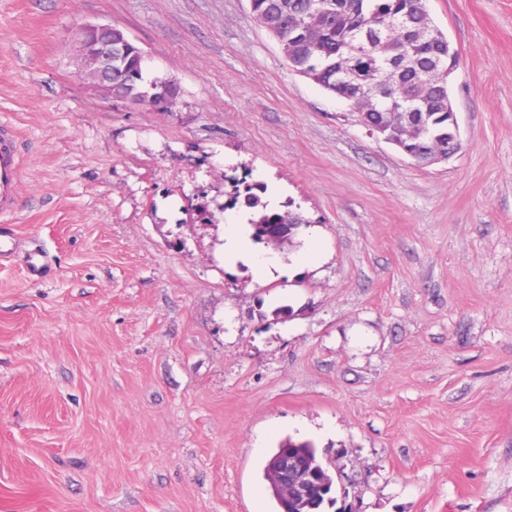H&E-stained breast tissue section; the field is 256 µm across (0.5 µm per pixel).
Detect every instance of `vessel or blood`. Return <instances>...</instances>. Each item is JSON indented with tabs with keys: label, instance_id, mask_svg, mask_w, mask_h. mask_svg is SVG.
<instances>
[{
	"label": "vessel or blood",
	"instance_id": "b4317fda",
	"mask_svg": "<svg viewBox=\"0 0 512 512\" xmlns=\"http://www.w3.org/2000/svg\"><path fill=\"white\" fill-rule=\"evenodd\" d=\"M23 190V156L20 137L9 124L0 125V260L22 257L30 274L38 279L53 271L50 254L37 245L21 244L11 229L2 227L19 209Z\"/></svg>",
	"mask_w": 512,
	"mask_h": 512
}]
</instances>
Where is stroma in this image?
Returning <instances> with one entry per match:
<instances>
[{
    "mask_svg": "<svg viewBox=\"0 0 512 512\" xmlns=\"http://www.w3.org/2000/svg\"><path fill=\"white\" fill-rule=\"evenodd\" d=\"M462 151L424 166L292 70L249 0H0L12 223L0 267V512H276L285 439L353 512H512V0H429ZM122 29L168 110L79 77ZM304 218L224 263L225 178ZM323 256L300 263L311 239ZM23 190V156L20 137L7 123L0 125V219L19 209ZM6 224L0 226V261L22 255L30 274L43 279L53 271V264L50 254L38 245L21 244L14 236L12 229L5 228ZM281 448H290V452H292L294 455L300 456V458L304 461H307L308 464L311 462L318 464V467L321 470L323 483H325L324 487L316 490L317 502H310L309 504L311 508L303 505L299 508L297 507V509H294V512H328L329 507L327 506V500L333 499L332 503L334 504H336L337 501L335 497V484L333 483V480L328 476V473L332 472L329 463L324 462L323 459L318 456L317 450L309 442L295 443L291 440H288V442L283 443L280 448L277 449V451ZM277 451L275 453H277ZM271 458L268 460V463L265 466V474L266 471L268 472Z\"/></svg>",
    "mask_w": 512,
    "mask_h": 512,
    "instance_id": "1",
    "label": "stroma"
}]
</instances>
